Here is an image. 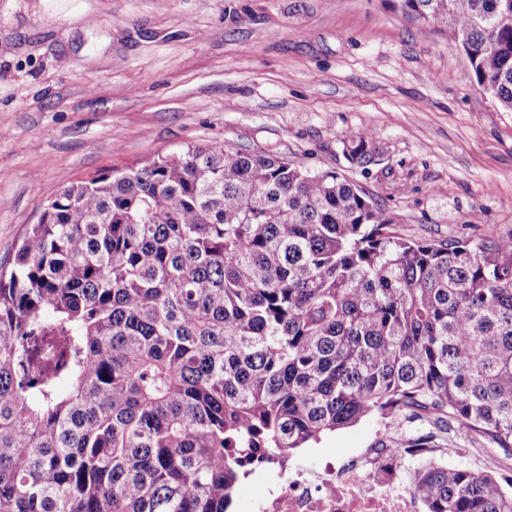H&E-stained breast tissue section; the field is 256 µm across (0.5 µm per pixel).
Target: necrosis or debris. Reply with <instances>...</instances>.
<instances>
[{
  "label": "necrosis or debris",
  "mask_w": 512,
  "mask_h": 512,
  "mask_svg": "<svg viewBox=\"0 0 512 512\" xmlns=\"http://www.w3.org/2000/svg\"><path fill=\"white\" fill-rule=\"evenodd\" d=\"M410 455L406 448H370L348 463L314 455L280 465L256 512H424V500L402 475Z\"/></svg>",
  "instance_id": "necrosis-or-debris-1"
}]
</instances>
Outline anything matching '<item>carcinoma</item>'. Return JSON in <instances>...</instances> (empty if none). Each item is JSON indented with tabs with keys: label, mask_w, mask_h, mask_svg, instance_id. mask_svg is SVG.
Instances as JSON below:
<instances>
[{
	"label": "carcinoma",
	"mask_w": 512,
	"mask_h": 512,
	"mask_svg": "<svg viewBox=\"0 0 512 512\" xmlns=\"http://www.w3.org/2000/svg\"><path fill=\"white\" fill-rule=\"evenodd\" d=\"M512 111V0H388ZM348 162L380 155L346 133ZM351 178L226 144L61 189L0 271V512H229L255 466L421 420L427 512H512L435 458L512 452V230L399 236Z\"/></svg>",
	"instance_id": "cac0c4a2"
}]
</instances>
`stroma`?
<instances>
[{
	"label": "stroma",
	"instance_id": "obj_1",
	"mask_svg": "<svg viewBox=\"0 0 512 512\" xmlns=\"http://www.w3.org/2000/svg\"><path fill=\"white\" fill-rule=\"evenodd\" d=\"M355 130L382 151L365 171ZM211 143L347 173L412 239L512 228V112L386 0H0V267L62 186ZM405 430L370 416L315 450L344 463ZM451 445L450 465L512 472ZM343 152L348 162L362 171L377 162L380 155L373 135L368 131H352L346 133L342 141Z\"/></svg>",
	"mask_w": 512,
	"mask_h": 512
}]
</instances>
